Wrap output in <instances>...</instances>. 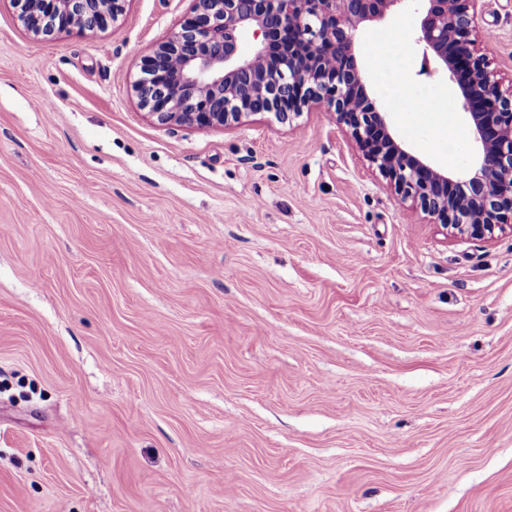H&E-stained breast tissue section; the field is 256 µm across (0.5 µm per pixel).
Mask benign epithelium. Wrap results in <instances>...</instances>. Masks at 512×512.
I'll use <instances>...</instances> for the list:
<instances>
[{
    "label": "benign epithelium",
    "mask_w": 512,
    "mask_h": 512,
    "mask_svg": "<svg viewBox=\"0 0 512 512\" xmlns=\"http://www.w3.org/2000/svg\"><path fill=\"white\" fill-rule=\"evenodd\" d=\"M127 0H14L54 32L102 30ZM406 0H192L193 17L145 58L140 105L160 126L206 130L269 112L281 123L317 108L346 129L402 201L460 239L512 231V86L477 51L479 0H412L424 64L448 74L481 150L466 172L439 169L396 136L369 98L359 34ZM250 49H245L247 36Z\"/></svg>",
    "instance_id": "7a95c632"
}]
</instances>
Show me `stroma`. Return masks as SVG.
Segmentation results:
<instances>
[{
    "instance_id": "obj_1",
    "label": "stroma",
    "mask_w": 512,
    "mask_h": 512,
    "mask_svg": "<svg viewBox=\"0 0 512 512\" xmlns=\"http://www.w3.org/2000/svg\"><path fill=\"white\" fill-rule=\"evenodd\" d=\"M191 0L34 35L0 0V512H512V234L464 241L401 203L326 113L160 126L134 82ZM512 85V0H482ZM392 113L464 171L446 74ZM403 94L407 100H410L416 105L419 99L428 101V107L424 112H416L414 108L406 110H398V112H404L403 119L405 122H417L423 125L431 131L445 130L448 126H453L454 121L451 115L452 111L448 110V103L446 104L445 98L437 99L436 96L431 94L417 93L413 90L403 89ZM448 112V113H447Z\"/></svg>"
}]
</instances>
